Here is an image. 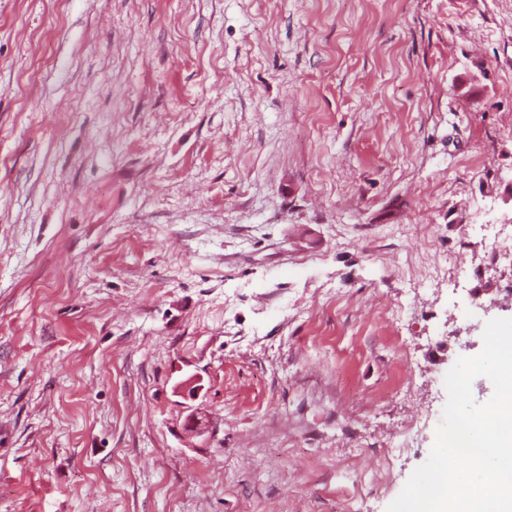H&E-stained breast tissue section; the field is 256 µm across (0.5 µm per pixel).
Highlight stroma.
<instances>
[{"instance_id": "35a3bbf8", "label": "stroma", "mask_w": 512, "mask_h": 512, "mask_svg": "<svg viewBox=\"0 0 512 512\" xmlns=\"http://www.w3.org/2000/svg\"><path fill=\"white\" fill-rule=\"evenodd\" d=\"M467 224L512 0H0V512H386L512 318Z\"/></svg>"}]
</instances>
